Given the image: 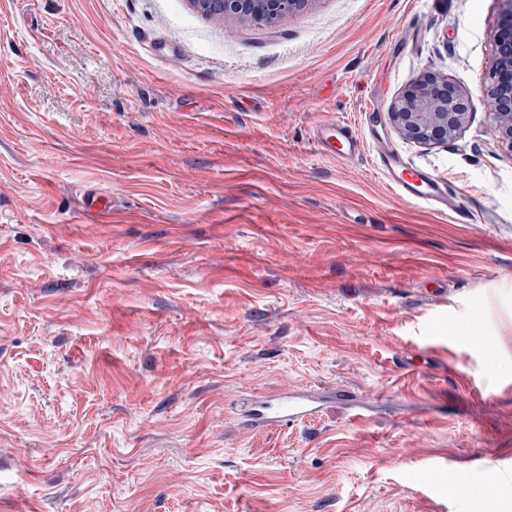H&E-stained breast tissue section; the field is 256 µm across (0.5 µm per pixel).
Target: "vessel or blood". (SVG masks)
<instances>
[{
	"mask_svg": "<svg viewBox=\"0 0 512 512\" xmlns=\"http://www.w3.org/2000/svg\"><path fill=\"white\" fill-rule=\"evenodd\" d=\"M315 141L324 155L349 159L361 151L360 140L343 123L326 120L315 129ZM378 166L403 198L432 205L440 210L454 208L455 198L439 179L414 170L391 150H382ZM315 400L306 394L279 398L275 403L244 402L243 408L259 425L272 428L298 422L311 415Z\"/></svg>",
	"mask_w": 512,
	"mask_h": 512,
	"instance_id": "vessel-or-blood-1",
	"label": "vessel or blood"
}]
</instances>
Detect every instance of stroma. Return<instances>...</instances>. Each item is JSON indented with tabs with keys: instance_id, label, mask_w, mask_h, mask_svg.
<instances>
[{
	"instance_id": "obj_1",
	"label": "stroma",
	"mask_w": 512,
	"mask_h": 512,
	"mask_svg": "<svg viewBox=\"0 0 512 512\" xmlns=\"http://www.w3.org/2000/svg\"><path fill=\"white\" fill-rule=\"evenodd\" d=\"M499 9L0 0V512H512ZM426 71L469 100L445 144L368 111ZM326 119L357 157L319 151ZM381 138L457 210L400 199ZM294 392L318 412L237 409ZM316 0H208L206 16L237 21L249 26L270 27L300 12ZM315 142L324 155L349 159L361 151L360 140L350 129L336 120H326L315 128ZM315 400L306 394L283 396L275 403L243 401L242 407L262 427L272 428L298 422L311 415Z\"/></svg>"
}]
</instances>
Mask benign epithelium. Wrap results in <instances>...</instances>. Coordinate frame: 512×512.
Masks as SVG:
<instances>
[{
  "label": "benign epithelium",
  "instance_id": "benign-epithelium-1",
  "mask_svg": "<svg viewBox=\"0 0 512 512\" xmlns=\"http://www.w3.org/2000/svg\"><path fill=\"white\" fill-rule=\"evenodd\" d=\"M204 5L206 16L270 27L307 8L314 0H189ZM493 37V59L485 84L489 116L500 148L512 155V0H500ZM388 118L404 139L423 145L456 139L471 119L468 101L458 86L439 72H426L390 103Z\"/></svg>",
  "mask_w": 512,
  "mask_h": 512
}]
</instances>
